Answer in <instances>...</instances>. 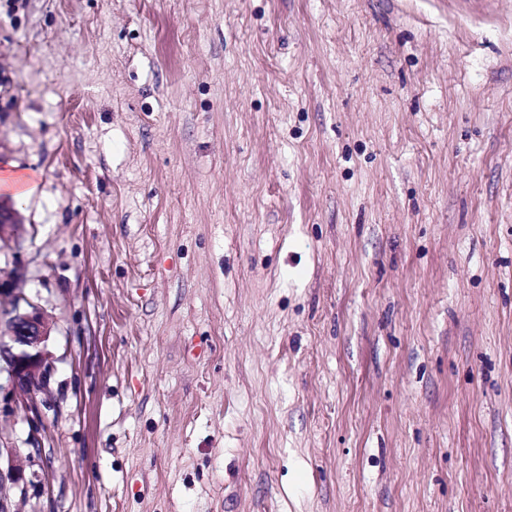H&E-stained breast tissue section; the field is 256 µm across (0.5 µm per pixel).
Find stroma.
<instances>
[{
	"mask_svg": "<svg viewBox=\"0 0 512 512\" xmlns=\"http://www.w3.org/2000/svg\"><path fill=\"white\" fill-rule=\"evenodd\" d=\"M9 167L15 512H512V0H0ZM0 278V373L5 371L12 388L25 397L32 414L30 425L40 419L38 396L49 385L53 357L49 350L52 328L41 307L16 288H5ZM9 297L8 304L3 302Z\"/></svg>",
	"mask_w": 512,
	"mask_h": 512,
	"instance_id": "1",
	"label": "stroma"
}]
</instances>
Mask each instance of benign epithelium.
I'll use <instances>...</instances> for the list:
<instances>
[{
	"label": "benign epithelium",
	"mask_w": 512,
	"mask_h": 512,
	"mask_svg": "<svg viewBox=\"0 0 512 512\" xmlns=\"http://www.w3.org/2000/svg\"><path fill=\"white\" fill-rule=\"evenodd\" d=\"M19 227L18 212L0 201V240ZM52 328L41 307L32 299L0 281V372L7 373L12 388L25 397L23 404L32 428L40 419L38 396L49 385L53 357L49 350ZM40 454L35 446L21 449L0 439V488L11 485L25 494L29 481L24 461Z\"/></svg>",
	"instance_id": "1"
}]
</instances>
